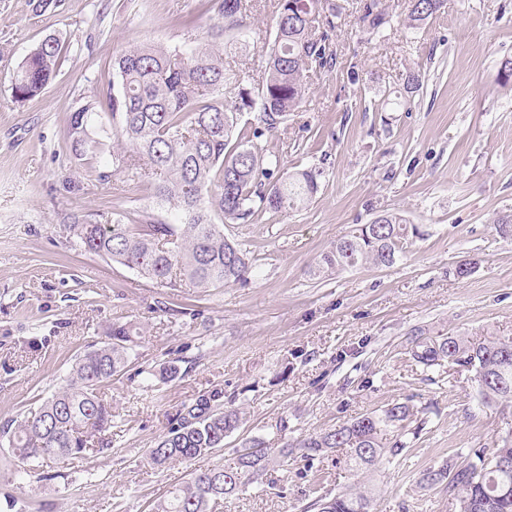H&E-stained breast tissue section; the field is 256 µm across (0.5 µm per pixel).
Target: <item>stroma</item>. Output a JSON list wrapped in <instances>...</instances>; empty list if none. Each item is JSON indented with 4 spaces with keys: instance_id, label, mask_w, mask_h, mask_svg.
<instances>
[{
    "instance_id": "35a3bbf8",
    "label": "stroma",
    "mask_w": 512,
    "mask_h": 512,
    "mask_svg": "<svg viewBox=\"0 0 512 512\" xmlns=\"http://www.w3.org/2000/svg\"><path fill=\"white\" fill-rule=\"evenodd\" d=\"M36 2L0 0V425L36 410L113 324L143 337L128 371L103 389L112 426L95 437L102 450L49 469L21 463L0 438V512H148L192 471L234 464L236 436L189 463L146 462L167 414L213 389L238 392L251 434L287 417L290 440L397 401L426 408L411 448L370 477L374 508L448 512L446 490L421 488V474L512 434V404L484 403L464 368H424L408 339L417 328L512 338V238L495 230L512 214V87L500 78L512 59V0H446L416 28L407 0H381L388 22L377 35L360 24L357 0H336V67L311 72L300 112L263 138L282 172L320 168L319 191L306 206L226 225L255 273L248 285L207 290L162 288L87 253L60 219L132 209L166 218L127 174L99 180L108 155L74 157L71 108L106 91L117 51L180 45L182 16L205 27L210 13L200 0H60L44 12ZM249 21L239 66L256 79L272 0H256ZM50 35L63 46L58 74L17 104L12 75ZM69 177L80 188H67ZM384 213L418 229L396 264L312 276L336 239ZM465 262L474 271L457 277ZM172 359L180 377L147 385L145 373ZM359 480L342 452H328L271 468L220 512H301Z\"/></svg>"
}]
</instances>
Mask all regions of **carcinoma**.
<instances>
[{
    "instance_id": "1",
    "label": "carcinoma",
    "mask_w": 512,
    "mask_h": 512,
    "mask_svg": "<svg viewBox=\"0 0 512 512\" xmlns=\"http://www.w3.org/2000/svg\"><path fill=\"white\" fill-rule=\"evenodd\" d=\"M214 23L201 38L193 36L196 18L183 19L187 40L180 46L143 43L113 61L119 87L108 85L107 112L99 101L83 102L70 117L67 138L82 158L103 151L104 143L89 131H114L125 147L112 150L114 172L137 170L153 187L159 204L180 217L163 221L149 214L135 224L128 216L103 212L64 217L66 229L85 251L138 272L164 288L181 287V278L198 288L245 286L253 273L248 251L224 235V225L249 221L258 212L298 208L319 190L322 172L304 169L282 177L270 188L262 181L280 170V157L261 138L299 111L306 95L307 73L330 70L336 57L329 30L341 6L326 0H276L275 28L264 52V71L257 87L245 83L242 70L224 64L228 46L246 47L248 0H209ZM445 6V0H408L410 25L417 27ZM359 21L370 34L387 23L380 0H360ZM60 41L47 37L36 45L12 78L15 101L35 98L57 75ZM245 112L255 122L240 125ZM145 164H139V161ZM397 214L381 224H362L322 255L315 275H329L362 264L389 267L403 254L409 236L417 235ZM140 332L132 324L114 325L107 339L83 353L65 384L40 407L0 429V437L23 463L52 467L57 460L92 447L91 438L112 427V406L101 387L127 367ZM413 359L433 369L457 365L473 373L471 381L486 403H512V338L474 343L461 336L431 338L416 331L410 338ZM177 361L163 363L152 376L178 378ZM238 395L206 391L168 415L167 426L147 455L160 468L187 462L216 448L244 425L246 413ZM413 407L396 402L294 443L273 448L262 436L244 439L236 463L195 472L172 486L153 505V512H217L224 499L244 481H259L269 467L299 451L314 457L350 449L357 470L371 469L403 455L410 436L423 430ZM424 488L448 490L452 512H512V439L493 448H469L421 475ZM314 512H374L372 489L328 490L312 500Z\"/></svg>"
}]
</instances>
